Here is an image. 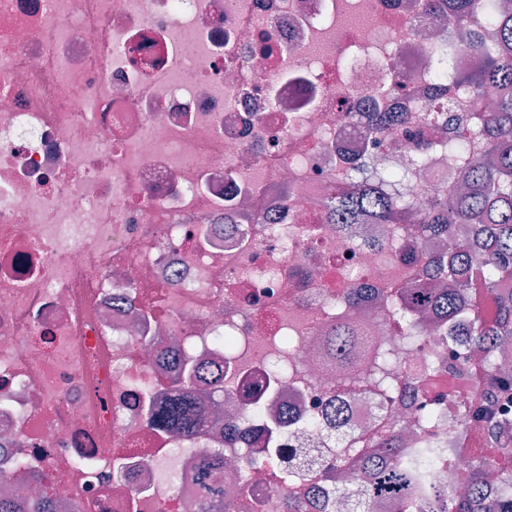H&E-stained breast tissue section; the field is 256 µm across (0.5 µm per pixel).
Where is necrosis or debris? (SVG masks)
<instances>
[{"label": "necrosis or debris", "mask_w": 512, "mask_h": 512, "mask_svg": "<svg viewBox=\"0 0 512 512\" xmlns=\"http://www.w3.org/2000/svg\"><path fill=\"white\" fill-rule=\"evenodd\" d=\"M423 0H0V487L16 455H37L55 512H199L201 452L224 451L234 512H283L326 487L313 465L294 484L280 459L228 443L269 364L295 351L262 392L253 432L281 427L303 458L335 453L324 415L336 372L320 361L338 295L364 291L360 321L396 353L393 391L359 382L352 425L385 414L431 436L465 465L481 435L489 379L448 388L449 341L425 331L418 350L379 304L426 265L384 259L366 240L401 241L398 224L326 223L321 205L365 153L381 170L416 163L430 131L412 105L441 90L428 54L452 16ZM380 102L408 113L388 138L364 134ZM402 193L427 202L446 154ZM230 338L216 344L215 336ZM191 352L223 373L205 427L185 442L151 425ZM296 421L281 426V417ZM123 473L114 476L113 466Z\"/></svg>", "instance_id": "obj_1"}]
</instances>
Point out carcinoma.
<instances>
[{"label":"carcinoma","mask_w":512,"mask_h":512,"mask_svg":"<svg viewBox=\"0 0 512 512\" xmlns=\"http://www.w3.org/2000/svg\"><path fill=\"white\" fill-rule=\"evenodd\" d=\"M465 21L458 35L449 36L437 45L442 51L454 45L478 58L477 67L465 76H454L458 91L468 97L464 138L452 140L435 137L420 142L416 152H443L459 170L463 190L453 205L440 200L421 209L414 200L386 190L365 163H350L357 176L336 197L324 204L327 218L343 230L350 224H403L409 236L405 252L426 239L446 243V248L430 257V272L416 274L402 286L384 295L383 304L400 316L408 345H421V323H429L456 335L460 325L467 326L468 353L454 354L450 368L463 367L471 357L479 356L480 367L499 387L503 402L512 400V381L505 371L508 345L512 343V292L500 291L512 282V9L505 0H424L428 13L443 7ZM497 29V41L487 44L475 27L483 21ZM494 87L501 94L493 102L485 99L484 89ZM423 123L434 131L445 132L455 121L448 99L438 95L420 106ZM396 121L392 112L374 107L365 132L376 138L391 134ZM361 296L342 297L337 304L349 315L339 318L326 329L327 354L336 362L337 378H357L354 361L358 341L365 331L350 312L359 307ZM223 382L202 375V365L186 368L183 385L177 394L152 412V423L165 430L193 439L202 425L198 403L202 398L223 397ZM487 423L493 444L500 453L512 457L506 441L512 433V420L506 408L497 412L480 410ZM326 420L336 430V443L355 449L351 457L321 455L327 469L341 474L356 468L362 488L352 491L336 484V500L351 502V512H373L379 504H392L398 512H512V469L497 473L491 484L485 476L494 471L492 461L471 457L469 479L459 490L453 477L435 485L428 472L440 456L431 441L416 448H404L392 423L365 437L350 427V405L340 391H332ZM224 451L214 448L205 453L199 469L203 512H233L224 505L221 476ZM50 495L0 498V512H53Z\"/></svg>","instance_id":"obj_1"}]
</instances>
